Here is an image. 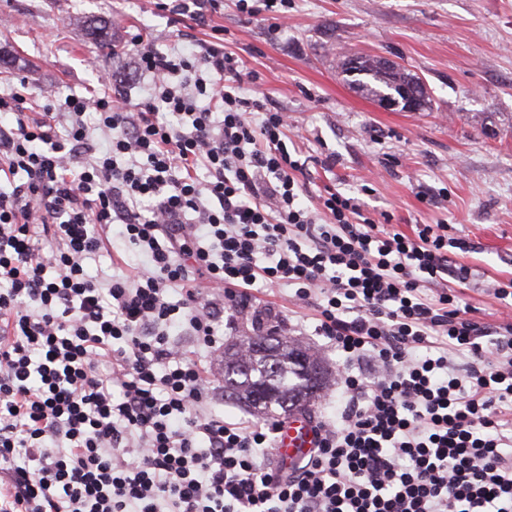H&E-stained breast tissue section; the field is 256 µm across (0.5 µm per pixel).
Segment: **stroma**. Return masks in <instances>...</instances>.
<instances>
[{
  "label": "stroma",
  "instance_id": "35a3bbf8",
  "mask_svg": "<svg viewBox=\"0 0 512 512\" xmlns=\"http://www.w3.org/2000/svg\"><path fill=\"white\" fill-rule=\"evenodd\" d=\"M288 19L241 13L223 0L205 24L172 22L155 0H0V88L27 82L42 100L101 93L99 74L124 90L127 105L149 98L136 68V40L161 51H196L224 41L245 71L250 97H269L290 116L289 134L306 162L310 202L336 190L364 213L391 217L395 229L448 224L476 252L463 255L474 275L461 288L478 320H497L487 282L512 279V0H288ZM93 20L110 22L119 56L89 40ZM375 55L405 66L425 83L430 106L405 112L357 93L343 58ZM141 255L113 238L88 260V276L132 274ZM280 329L299 324L302 342L320 349L316 322L291 288L260 298Z\"/></svg>",
  "mask_w": 512,
  "mask_h": 512
}]
</instances>
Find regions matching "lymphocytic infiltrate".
Returning <instances> with one entry per match:
<instances>
[{
	"mask_svg": "<svg viewBox=\"0 0 512 512\" xmlns=\"http://www.w3.org/2000/svg\"><path fill=\"white\" fill-rule=\"evenodd\" d=\"M137 55V112L0 94V172L24 176L0 193V512H512V285L488 283L507 306L481 323L445 286L472 276L447 225L306 205L287 113L244 95L223 44ZM115 230L139 275L90 279ZM280 285L342 358L335 418L285 471L264 463L281 421L207 412L171 338L221 361L224 311Z\"/></svg>",
	"mask_w": 512,
	"mask_h": 512,
	"instance_id": "f902f5d3",
	"label": "lymphocytic infiltrate"
}]
</instances>
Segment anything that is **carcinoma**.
<instances>
[{
    "instance_id": "carcinoma-1",
    "label": "carcinoma",
    "mask_w": 512,
    "mask_h": 512,
    "mask_svg": "<svg viewBox=\"0 0 512 512\" xmlns=\"http://www.w3.org/2000/svg\"><path fill=\"white\" fill-rule=\"evenodd\" d=\"M89 35L99 47L114 50L110 24H89ZM342 69L358 76L354 85L360 92L379 101H397L404 110L411 100L418 112L428 107L424 82L397 63L367 56L342 62ZM248 345V353L235 349L224 355L221 374L225 395L263 417H274L279 410H304L318 398L328 379L321 356L269 328L258 331L256 340Z\"/></svg>"
}]
</instances>
